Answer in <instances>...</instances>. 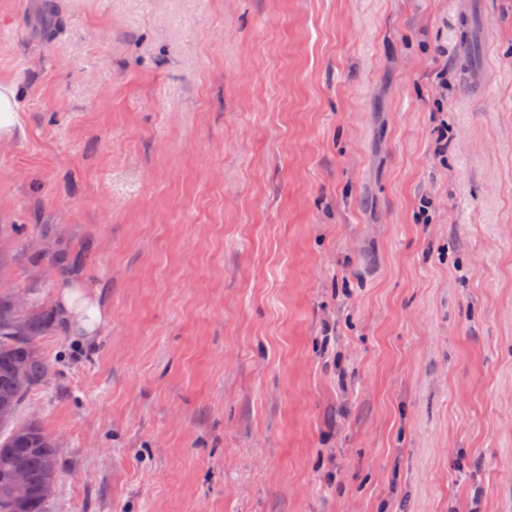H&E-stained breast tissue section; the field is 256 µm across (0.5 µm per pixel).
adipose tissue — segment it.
<instances>
[{
    "instance_id": "ef3b65f1",
    "label": "adipose tissue",
    "mask_w": 512,
    "mask_h": 512,
    "mask_svg": "<svg viewBox=\"0 0 512 512\" xmlns=\"http://www.w3.org/2000/svg\"><path fill=\"white\" fill-rule=\"evenodd\" d=\"M56 307L63 323L84 341H94L108 326L109 318L97 290L77 275L70 274L61 280Z\"/></svg>"
}]
</instances>
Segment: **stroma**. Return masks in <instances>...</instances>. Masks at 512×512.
<instances>
[{
	"instance_id": "obj_1",
	"label": "stroma",
	"mask_w": 512,
	"mask_h": 512,
	"mask_svg": "<svg viewBox=\"0 0 512 512\" xmlns=\"http://www.w3.org/2000/svg\"><path fill=\"white\" fill-rule=\"evenodd\" d=\"M5 83L50 512H512V0H0ZM21 90L15 84H0V141H11L23 132ZM56 307L68 329L85 342H92L108 326V315L98 298V290L77 275L65 276L58 287Z\"/></svg>"
}]
</instances>
